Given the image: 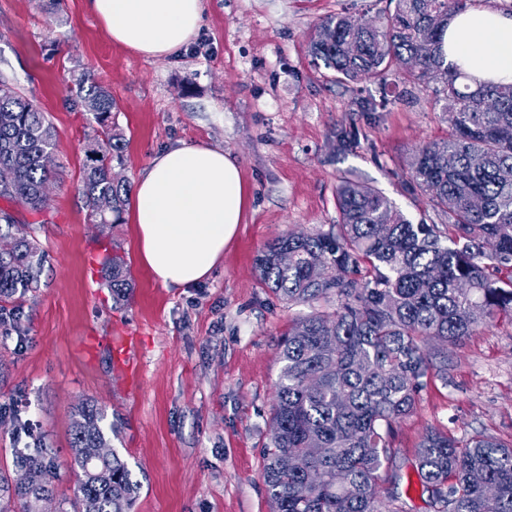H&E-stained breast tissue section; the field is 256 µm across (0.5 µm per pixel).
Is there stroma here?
I'll return each instance as SVG.
<instances>
[{
    "mask_svg": "<svg viewBox=\"0 0 512 512\" xmlns=\"http://www.w3.org/2000/svg\"><path fill=\"white\" fill-rule=\"evenodd\" d=\"M385 0H206L199 33L181 54L154 60L112 44L85 0H0V81L32 99L53 124L56 168L50 206L16 212L20 232L45 256L39 284L6 305L0 333V473L36 424L56 453L46 512H68L80 482L68 460L72 410L105 411L111 444L141 484L131 512H272L264 465L289 323L307 306L282 301L255 258L283 232L328 233L340 222L336 189L352 178L381 189L413 221L443 223L408 183L425 143L447 139L449 116L431 89L392 75L381 112H363L370 83L337 82L309 42L342 14L373 25ZM93 69L118 104L123 135L115 173L135 184L171 144L223 147L240 163L251 201L244 224L212 275L164 288L143 267L132 224L93 223L79 191L91 121L72 92ZM346 129L352 149H337ZM125 256L132 286L112 296L105 257ZM447 350L445 376H429L415 412L392 433L406 512H434L414 460L433 426L464 441L481 433L512 444V316L481 325Z\"/></svg>",
    "mask_w": 512,
    "mask_h": 512,
    "instance_id": "1",
    "label": "stroma"
}]
</instances>
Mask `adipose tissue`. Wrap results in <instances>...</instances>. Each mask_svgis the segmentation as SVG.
<instances>
[{
    "label": "adipose tissue",
    "mask_w": 512,
    "mask_h": 512,
    "mask_svg": "<svg viewBox=\"0 0 512 512\" xmlns=\"http://www.w3.org/2000/svg\"><path fill=\"white\" fill-rule=\"evenodd\" d=\"M113 44L164 60L195 38L205 0H86ZM449 63L473 88L512 82V14L475 0L448 19ZM250 199L234 157L204 144L158 151L140 176L129 221L153 281L184 288L207 279L237 234Z\"/></svg>",
    "instance_id": "adipose-tissue-1"
}]
</instances>
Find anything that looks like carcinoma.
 Instances as JSON below:
<instances>
[{"instance_id":"1","label":"carcinoma","mask_w":512,"mask_h":512,"mask_svg":"<svg viewBox=\"0 0 512 512\" xmlns=\"http://www.w3.org/2000/svg\"><path fill=\"white\" fill-rule=\"evenodd\" d=\"M393 10L374 27L338 14L324 19L309 50L352 81L384 82L401 73L413 85L436 81L448 112V139L420 146L410 176L448 218L453 237L438 224L413 223L383 192L346 180L337 189L341 224L336 233L288 232L268 242L255 259L261 279L290 305H307L280 347L282 367L272 412L264 480L273 512H404L379 488L393 481V426L410 416L424 379L446 371V356L427 342L456 344L500 314L512 315V282L487 273V263L512 267V83L471 89L442 51L448 17L470 0H387ZM73 92L97 127L85 154L80 192L98 224H118L130 188L110 177L122 163V134L112 125L117 102L87 70ZM56 133L31 99L0 96V167L14 172L0 199L41 212L40 189L49 181ZM100 196L112 211L95 212ZM288 254V264L280 255ZM368 278H354L361 264ZM43 256L20 235L13 253H0V301L38 283ZM112 293L131 287L125 259L102 267ZM337 301L332 311L322 304ZM439 362H434L435 358ZM71 466L82 479L73 512H130L138 484L117 452L87 466L89 449L110 445L104 411L92 401L72 412ZM415 466L436 512H512V446L477 434L460 444L430 427ZM57 469L41 440L0 475V512H39ZM44 483H24L29 471Z\"/></svg>"}]
</instances>
